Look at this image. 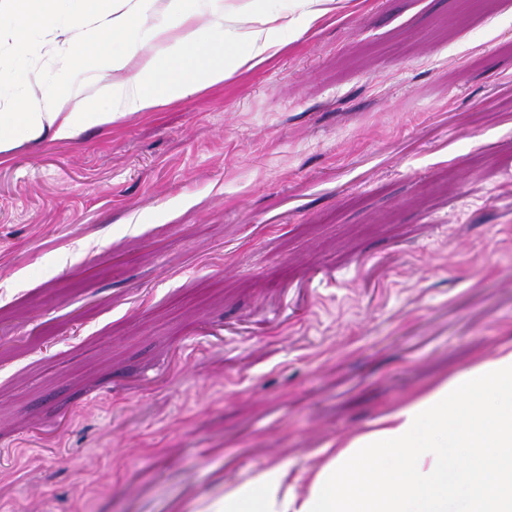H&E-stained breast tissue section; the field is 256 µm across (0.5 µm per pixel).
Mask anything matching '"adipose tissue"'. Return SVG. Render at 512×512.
<instances>
[{"label":"adipose tissue","instance_id":"obj_1","mask_svg":"<svg viewBox=\"0 0 512 512\" xmlns=\"http://www.w3.org/2000/svg\"><path fill=\"white\" fill-rule=\"evenodd\" d=\"M63 0H0L17 19L10 36L25 46L30 28L51 23ZM78 21L58 29L74 55H85L81 21L111 39L108 66L123 73L93 97L70 89L62 99L28 96L0 111V154L51 136L69 140L249 71L276 56L334 0H302L295 17L283 0H224L208 28L199 0H77ZM144 30L151 47L130 41ZM328 460L297 498L287 465L225 488L200 512H448L449 493L466 512H512V349L456 373L382 415L370 431L328 449Z\"/></svg>","mask_w":512,"mask_h":512}]
</instances>
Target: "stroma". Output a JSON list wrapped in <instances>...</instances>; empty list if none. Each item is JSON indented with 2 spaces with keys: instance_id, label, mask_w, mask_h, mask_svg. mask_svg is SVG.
Returning a JSON list of instances; mask_svg holds the SVG:
<instances>
[{
  "instance_id": "obj_1",
  "label": "stroma",
  "mask_w": 512,
  "mask_h": 512,
  "mask_svg": "<svg viewBox=\"0 0 512 512\" xmlns=\"http://www.w3.org/2000/svg\"><path fill=\"white\" fill-rule=\"evenodd\" d=\"M50 27L0 105L119 81ZM512 347V0H336L224 85L0 155V512H192Z\"/></svg>"
}]
</instances>
